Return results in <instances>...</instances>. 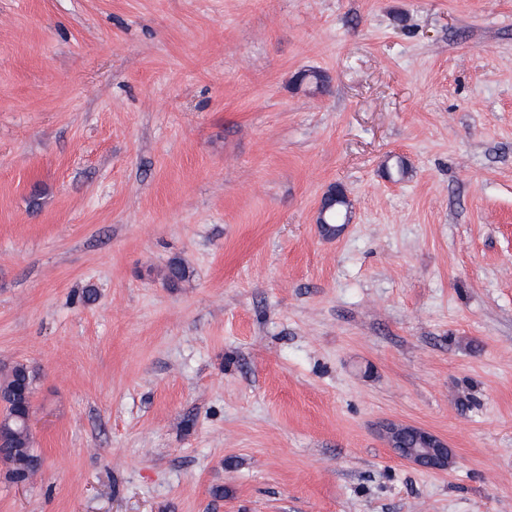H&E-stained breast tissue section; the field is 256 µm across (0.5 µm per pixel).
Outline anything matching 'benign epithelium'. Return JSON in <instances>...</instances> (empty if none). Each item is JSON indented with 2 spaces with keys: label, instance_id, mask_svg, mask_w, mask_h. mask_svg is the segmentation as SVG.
<instances>
[{
  "label": "benign epithelium",
  "instance_id": "obj_1",
  "mask_svg": "<svg viewBox=\"0 0 512 512\" xmlns=\"http://www.w3.org/2000/svg\"><path fill=\"white\" fill-rule=\"evenodd\" d=\"M382 436L402 460L430 472H440L452 464V451L447 442L420 427L388 422Z\"/></svg>",
  "mask_w": 512,
  "mask_h": 512
}]
</instances>
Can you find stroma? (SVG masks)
<instances>
[{"mask_svg":"<svg viewBox=\"0 0 512 512\" xmlns=\"http://www.w3.org/2000/svg\"><path fill=\"white\" fill-rule=\"evenodd\" d=\"M17 363L0 512H512V0H0ZM343 197L342 200L336 201V207L335 211L332 210L331 212L327 213V220L330 222L329 224H320L321 228L323 229L324 233L327 235H335L336 232H338L340 229H338L337 225L332 226L331 224H345V207L347 206V201L344 199V197H347L346 191L342 187H336L335 189H332L330 193L324 198L323 203L321 202L320 212L323 210L324 204L327 201L329 197ZM34 374L28 365L15 364L0 380V461L6 466L5 480L22 483L42 466L41 457L35 453L32 436L25 423L28 410L33 414V398L29 409L24 391L34 392ZM381 432L400 459L422 470L440 472L452 464V451L447 442L425 429L388 422L383 425Z\"/></svg>","mask_w":512,"mask_h":512,"instance_id":"35a3bbf8","label":"stroma"}]
</instances>
